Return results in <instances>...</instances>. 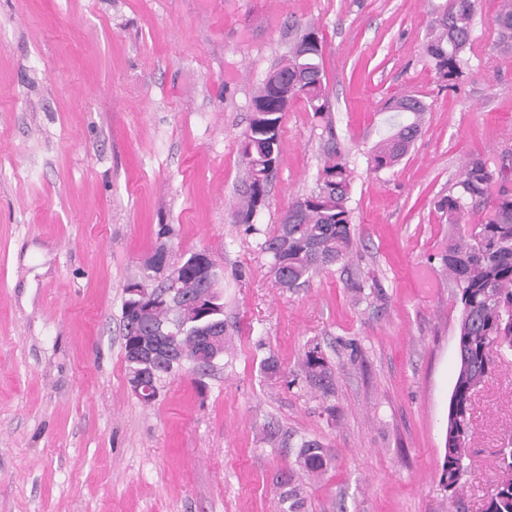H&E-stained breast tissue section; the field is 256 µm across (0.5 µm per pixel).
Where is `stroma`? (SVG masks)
I'll return each mask as SVG.
<instances>
[{
  "label": "stroma",
  "instance_id": "stroma-1",
  "mask_svg": "<svg viewBox=\"0 0 512 512\" xmlns=\"http://www.w3.org/2000/svg\"><path fill=\"white\" fill-rule=\"evenodd\" d=\"M443 0H0V512H277L301 440L331 454L305 512H480L512 435V357L473 397L467 483H439L461 305L437 259L434 206L483 155L512 188L504 0H477L456 89L423 53ZM315 24L331 110L283 116L260 230L315 185L325 124L352 173L347 268L280 288L231 213L257 86ZM412 93L430 106L399 165L370 152ZM171 228V261L205 249L232 349L142 403L123 355L124 288ZM430 279L422 285L417 269ZM367 286L355 295L351 278ZM320 344L332 394L298 362ZM275 357L277 377L260 372Z\"/></svg>",
  "mask_w": 512,
  "mask_h": 512
}]
</instances>
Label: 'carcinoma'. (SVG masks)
I'll return each instance as SVG.
<instances>
[{
  "instance_id": "obj_1",
  "label": "carcinoma",
  "mask_w": 512,
  "mask_h": 512,
  "mask_svg": "<svg viewBox=\"0 0 512 512\" xmlns=\"http://www.w3.org/2000/svg\"><path fill=\"white\" fill-rule=\"evenodd\" d=\"M476 0H447L431 24V33L423 51L434 70L454 88L463 76L464 54L471 49L474 37ZM497 34L503 51H512V6L496 18ZM324 44L313 24L297 25V36L288 58L269 73L253 99L259 111L251 113L247 130L240 142L245 167L244 191L235 210V222L245 232L262 236L259 248L270 257V270L282 288L307 285L321 272H328L348 262L354 249L351 171L344 153L336 145L332 125L326 126L327 150L318 172L316 187L288 205L280 224L264 232L252 224L254 210L265 202L267 186L280 159L282 113L288 105L283 100L301 98L317 116L331 111L323 68ZM386 111L395 112L400 120L393 130L373 148L372 170L384 171L398 165L414 146L423 122L426 104L414 95L388 100ZM502 173L491 168L480 154L466 162L460 179L448 195L435 202L448 216V244L440 260L454 282L461 304L457 325L458 369L452 389L444 434L443 459L439 481L448 498L463 494L467 475L473 427L472 396L493 374L490 361L494 355H512V191L500 185L485 217L474 224L466 223L470 205L485 199ZM156 256L143 264L139 279L156 289L157 314L153 319L135 313L122 316L124 359L128 381L142 382L152 389L145 396L149 404L168 378L181 371L179 365L162 363L143 368L129 352L130 342L146 345L161 335L168 336L174 357L190 364L198 360L209 367L222 358L226 350V326L222 315L201 321L188 320L165 305L161 297L178 285L188 296L200 288L215 284V265L205 274L188 275L179 270L177 279L156 282ZM300 369L311 385L331 393L332 369L321 348L310 344L304 351ZM330 462L327 449L315 440L300 443L284 490L279 512H302L305 498L296 478L318 477ZM482 512H512V482H502L482 506Z\"/></svg>"
}]
</instances>
